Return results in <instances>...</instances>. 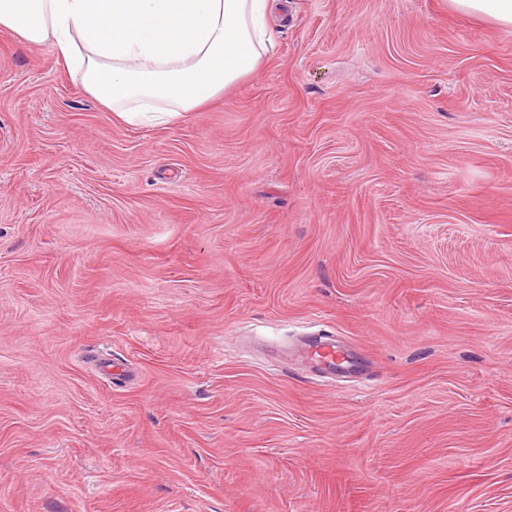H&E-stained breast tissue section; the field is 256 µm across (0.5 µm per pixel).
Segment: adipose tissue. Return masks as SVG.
Masks as SVG:
<instances>
[{
  "label": "adipose tissue",
  "instance_id": "obj_1",
  "mask_svg": "<svg viewBox=\"0 0 512 512\" xmlns=\"http://www.w3.org/2000/svg\"><path fill=\"white\" fill-rule=\"evenodd\" d=\"M278 0H0V29L51 44L131 125L168 126L253 73Z\"/></svg>",
  "mask_w": 512,
  "mask_h": 512
}]
</instances>
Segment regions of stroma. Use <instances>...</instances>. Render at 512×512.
<instances>
[{
	"instance_id": "obj_1",
	"label": "stroma",
	"mask_w": 512,
	"mask_h": 512,
	"mask_svg": "<svg viewBox=\"0 0 512 512\" xmlns=\"http://www.w3.org/2000/svg\"><path fill=\"white\" fill-rule=\"evenodd\" d=\"M282 5L157 128L0 30V512H512V28ZM299 356L313 367L336 372V366L347 363L348 349L327 337L310 340L298 352Z\"/></svg>"
}]
</instances>
